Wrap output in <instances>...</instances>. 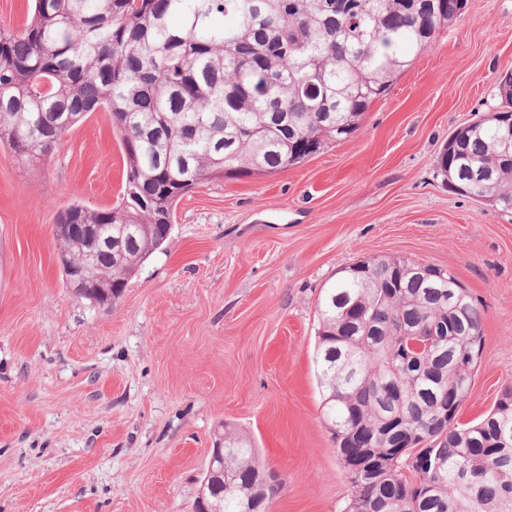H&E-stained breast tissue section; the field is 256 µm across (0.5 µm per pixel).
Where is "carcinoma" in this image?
<instances>
[{"label": "carcinoma", "instance_id": "1", "mask_svg": "<svg viewBox=\"0 0 512 512\" xmlns=\"http://www.w3.org/2000/svg\"><path fill=\"white\" fill-rule=\"evenodd\" d=\"M466 0H35L0 28V144L49 154L84 117L108 112L123 148L121 201L59 212V246L101 275L80 297L117 300L168 238L178 199L226 175H266L359 130L393 80L457 21ZM178 19L172 24V19ZM462 195L512 211V126L486 113L438 158ZM106 227L112 247L68 225ZM315 363L321 407L352 478L345 512H512V388L461 423L484 310L446 270L377 255L321 289ZM411 329L431 342L408 356ZM448 414V423L438 417ZM232 477L207 497L267 512L258 451L224 428Z\"/></svg>", "mask_w": 512, "mask_h": 512}]
</instances>
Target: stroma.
Returning a JSON list of instances; mask_svg holds the SVG:
<instances>
[{"label":"stroma","instance_id":"35a3bbf8","mask_svg":"<svg viewBox=\"0 0 512 512\" xmlns=\"http://www.w3.org/2000/svg\"><path fill=\"white\" fill-rule=\"evenodd\" d=\"M512 0H467L360 129L268 176L186 194L115 304L67 287L59 211L113 207L125 165L111 117L50 154L0 146V512H193L231 425L280 485L268 512H343L351 486L320 406L321 289L370 255L451 271L484 307L460 421L512 387V213L452 191L450 132L498 110Z\"/></svg>","mask_w":512,"mask_h":512}]
</instances>
